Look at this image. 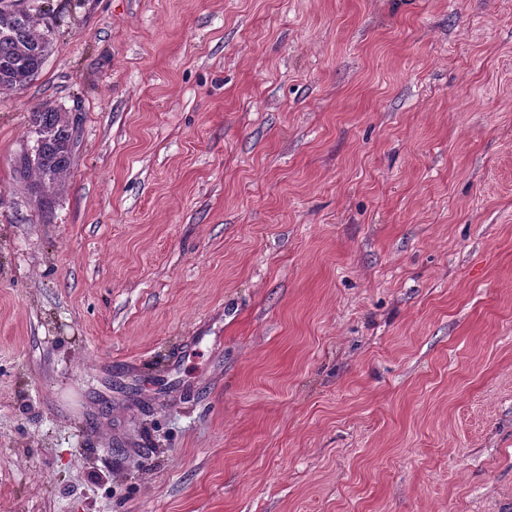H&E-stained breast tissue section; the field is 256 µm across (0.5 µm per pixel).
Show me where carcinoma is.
I'll return each instance as SVG.
<instances>
[{
  "instance_id": "obj_1",
  "label": "carcinoma",
  "mask_w": 512,
  "mask_h": 512,
  "mask_svg": "<svg viewBox=\"0 0 512 512\" xmlns=\"http://www.w3.org/2000/svg\"><path fill=\"white\" fill-rule=\"evenodd\" d=\"M49 13L37 0H0V94L24 89L41 71L43 52L51 48L42 45L43 35L51 30L45 22ZM36 128L46 133L38 155L31 160L21 151L17 167L22 180L39 197V204L45 205L65 185L78 126L64 111L43 103L29 117V130Z\"/></svg>"
}]
</instances>
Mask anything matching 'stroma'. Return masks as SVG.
<instances>
[{"mask_svg":"<svg viewBox=\"0 0 512 512\" xmlns=\"http://www.w3.org/2000/svg\"><path fill=\"white\" fill-rule=\"evenodd\" d=\"M0 512H512V0L72 5L0 95ZM64 112L47 103L31 112L28 137L36 128L43 130L46 137L33 161L28 158L25 147L17 161L22 180L35 191L40 205L47 204L50 196L64 187L75 154L79 124H72Z\"/></svg>","mask_w":512,"mask_h":512,"instance_id":"1","label":"stroma"}]
</instances>
